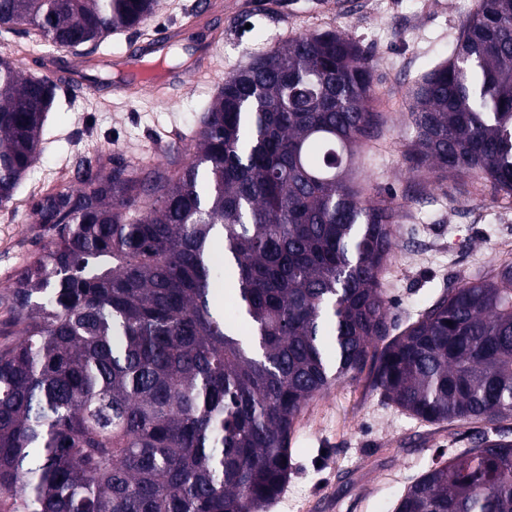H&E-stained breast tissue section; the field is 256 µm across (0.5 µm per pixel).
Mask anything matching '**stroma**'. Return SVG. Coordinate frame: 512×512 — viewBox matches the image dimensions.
I'll use <instances>...</instances> for the list:
<instances>
[{"instance_id": "1", "label": "stroma", "mask_w": 512, "mask_h": 512, "mask_svg": "<svg viewBox=\"0 0 512 512\" xmlns=\"http://www.w3.org/2000/svg\"><path fill=\"white\" fill-rule=\"evenodd\" d=\"M224 38L213 68L194 85L158 96L151 84L130 95L98 85L95 93L56 90L61 108L38 161L12 205L0 208V287L38 255L33 193L74 190L84 158L121 156L143 167L164 166L169 146L188 151L189 131L203 102L224 77L280 39L317 29L357 39L371 53L381 123L355 159L356 179L397 205L392 260L381 276L389 320L415 321L448 283L499 264L501 241L512 240V201L493 198L480 179L448 178L435 187L411 169L406 151L412 82L448 58L478 0H218ZM468 430L426 423L374 389L368 375L345 379L305 407L291 439L293 468L267 512H392L437 456L468 447Z\"/></svg>"}]
</instances>
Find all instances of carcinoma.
<instances>
[{"mask_svg": "<svg viewBox=\"0 0 512 512\" xmlns=\"http://www.w3.org/2000/svg\"><path fill=\"white\" fill-rule=\"evenodd\" d=\"M159 6L0 0V31L82 59ZM375 68L335 31L287 37L224 77L179 168L112 156L33 197L49 241L0 291V512H263L305 406L367 368L413 417L478 425L396 512H512V264L448 284L390 337L396 212L353 175ZM56 89L0 54V207ZM408 97L413 170L512 198V0H479Z\"/></svg>", "mask_w": 512, "mask_h": 512, "instance_id": "cac0c4a2", "label": "carcinoma"}]
</instances>
